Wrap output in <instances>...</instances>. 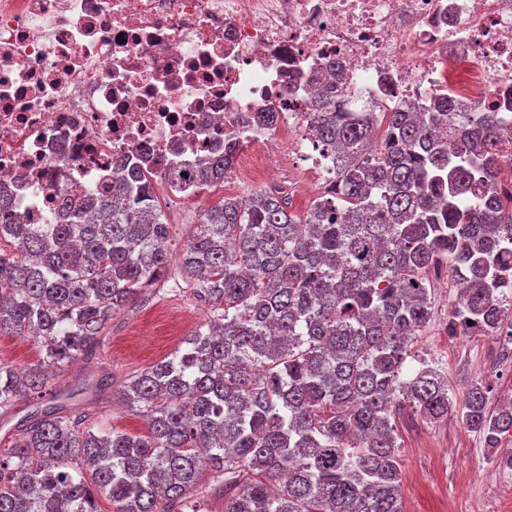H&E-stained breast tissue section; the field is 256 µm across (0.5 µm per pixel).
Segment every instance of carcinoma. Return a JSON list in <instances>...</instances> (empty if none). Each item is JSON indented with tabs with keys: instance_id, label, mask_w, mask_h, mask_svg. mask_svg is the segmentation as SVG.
<instances>
[{
	"instance_id": "carcinoma-1",
	"label": "carcinoma",
	"mask_w": 512,
	"mask_h": 512,
	"mask_svg": "<svg viewBox=\"0 0 512 512\" xmlns=\"http://www.w3.org/2000/svg\"><path fill=\"white\" fill-rule=\"evenodd\" d=\"M312 107L341 192L304 221L261 192L202 214L176 277L211 318L118 391L143 435L45 392L170 271L153 174L118 156L112 195H64L50 224L12 223L0 196V244L14 246L0 247V335L28 333L43 353L27 371L0 364V409L37 405L0 454V512H101V497L112 512H205L206 475L224 512H404L402 403L428 420L455 409L487 448L512 429V405L490 410L477 383L455 402L431 366L401 379L437 264L459 278L451 335L512 326V196L498 192L494 115L456 129L440 102L351 118L321 82ZM381 125L383 148L366 152ZM239 148L201 161L191 193L223 184Z\"/></svg>"
}]
</instances>
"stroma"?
Segmentation results:
<instances>
[{"label":"stroma","instance_id":"35a3bbf8","mask_svg":"<svg viewBox=\"0 0 512 512\" xmlns=\"http://www.w3.org/2000/svg\"><path fill=\"white\" fill-rule=\"evenodd\" d=\"M223 187L207 189L182 203L167 191L158 196L173 227L170 247L180 251L205 209L224 197ZM433 317L417 337L408 369L427 363L448 382L456 397L474 381L489 389V406L496 409L512 399V366L503 357V337L480 334L462 337L448 332L454 283L431 281ZM210 319L209 307L191 292L151 291L143 300L113 314L93 360H78L49 386L66 393L90 374L112 372L113 390L102 393L95 407L105 425L143 434L147 424L138 412L122 405L116 391L130 376L167 358ZM396 436L403 464L405 512H512L503 490L512 486V470L496 464L494 450L479 433L468 429L456 412L429 422L403 410L396 419Z\"/></svg>","mask_w":512,"mask_h":512}]
</instances>
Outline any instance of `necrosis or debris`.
<instances>
[{
    "label": "necrosis or debris",
    "instance_id": "obj_1",
    "mask_svg": "<svg viewBox=\"0 0 512 512\" xmlns=\"http://www.w3.org/2000/svg\"><path fill=\"white\" fill-rule=\"evenodd\" d=\"M332 62L352 112L494 113L512 195V0H0V192L46 224L116 156L163 178L242 138L225 182L335 194L307 92Z\"/></svg>",
    "mask_w": 512,
    "mask_h": 512
}]
</instances>
